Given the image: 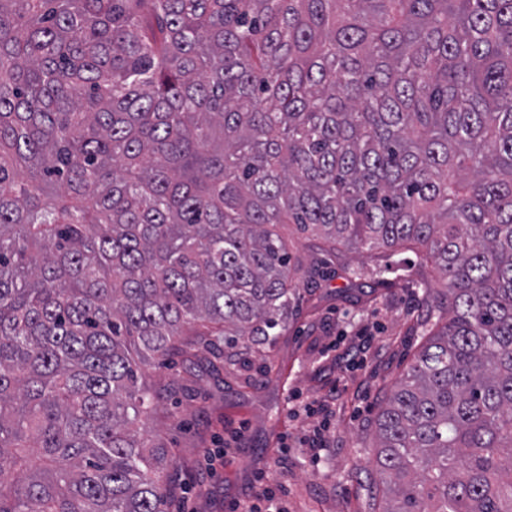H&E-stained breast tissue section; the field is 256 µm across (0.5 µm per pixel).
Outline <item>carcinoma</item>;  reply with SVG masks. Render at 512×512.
<instances>
[{"label": "carcinoma", "mask_w": 512, "mask_h": 512, "mask_svg": "<svg viewBox=\"0 0 512 512\" xmlns=\"http://www.w3.org/2000/svg\"><path fill=\"white\" fill-rule=\"evenodd\" d=\"M280 224L442 280L383 512H512V0H0V512H167L131 351L273 345Z\"/></svg>", "instance_id": "1"}]
</instances>
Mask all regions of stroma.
Segmentation results:
<instances>
[{
  "mask_svg": "<svg viewBox=\"0 0 512 512\" xmlns=\"http://www.w3.org/2000/svg\"><path fill=\"white\" fill-rule=\"evenodd\" d=\"M324 259L325 276L296 280L299 315L272 348L215 366L205 354L175 356L161 368L152 357L141 363L144 385L176 386L143 427L170 450L168 469L179 491L169 512H228L262 471L267 486L281 490L288 512H379V407L423 343L422 324L438 316L428 296L437 281L410 252L341 247ZM399 264L410 276L393 273ZM350 268L363 269L362 279L348 281ZM364 330L372 334L367 363L347 369ZM296 393L336 397L316 464L298 451L279 455L283 441H299L317 424L290 414Z\"/></svg>",
  "mask_w": 512,
  "mask_h": 512,
  "instance_id": "stroma-1",
  "label": "stroma"
}]
</instances>
